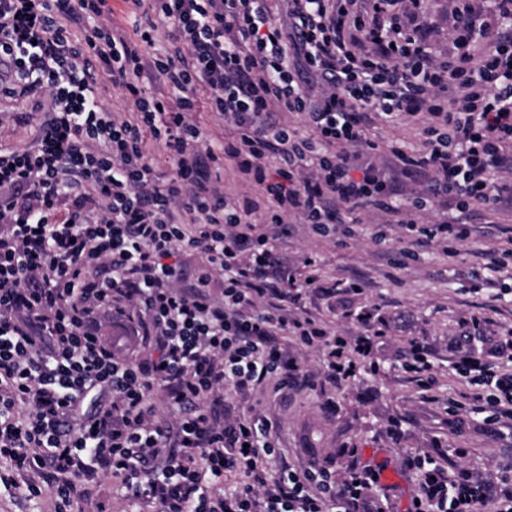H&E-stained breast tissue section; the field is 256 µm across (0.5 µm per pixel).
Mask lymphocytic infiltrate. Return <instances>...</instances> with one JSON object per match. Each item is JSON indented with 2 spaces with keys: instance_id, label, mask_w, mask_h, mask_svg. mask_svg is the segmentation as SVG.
Returning a JSON list of instances; mask_svg holds the SVG:
<instances>
[{
  "instance_id": "obj_1",
  "label": "lymphocytic infiltrate",
  "mask_w": 512,
  "mask_h": 512,
  "mask_svg": "<svg viewBox=\"0 0 512 512\" xmlns=\"http://www.w3.org/2000/svg\"><path fill=\"white\" fill-rule=\"evenodd\" d=\"M144 1L154 20L132 40L109 0H0V99L52 95L38 145L0 151V484L50 491L54 512H112L105 475L153 512H362L373 470L272 469L271 422L225 415L224 395L292 383L282 337L342 382L383 333L368 310L351 339L296 313L316 282L289 285L283 226L327 236L378 214L457 243L459 217L422 228L417 213L512 200V0H448L442 47L422 0H283L281 20L268 0ZM105 82L129 111L104 105ZM201 90L234 129L217 145L194 119ZM371 117L418 123L421 149L367 140ZM227 161L248 192L213 180ZM411 172L422 185L399 190ZM186 253L203 260L188 285ZM113 317L137 324L135 358L103 338ZM491 354L460 348L458 367L512 418L496 365L512 336ZM410 463L409 512H512V462L485 478Z\"/></svg>"
}]
</instances>
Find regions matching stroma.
<instances>
[{
	"instance_id": "stroma-1",
	"label": "stroma",
	"mask_w": 512,
	"mask_h": 512,
	"mask_svg": "<svg viewBox=\"0 0 512 512\" xmlns=\"http://www.w3.org/2000/svg\"><path fill=\"white\" fill-rule=\"evenodd\" d=\"M30 110L26 100L0 101V150L25 149L40 138L43 119L30 117ZM377 221L368 216L342 241L292 224L276 242L292 282L361 283L360 292L313 294L299 307L339 336L357 335L358 313L374 310L387 328L372 354H350L353 371L342 384L325 377L313 390L266 384L249 403L226 398L224 409L236 414L252 405L272 422L278 466L336 474L371 467L379 474L386 512H408L420 479L419 470L407 465L412 455L482 475L512 458V421L488 422L479 402L485 386L454 367L462 325L471 316L485 320L472 331L477 347L512 328V264L495 271L488 256L512 227V213L475 210L469 240L450 249L416 242L413 258L405 261L396 255L402 228L387 225L389 239L379 244L373 239ZM413 339L428 350L433 385L427 391L403 368Z\"/></svg>"
}]
</instances>
